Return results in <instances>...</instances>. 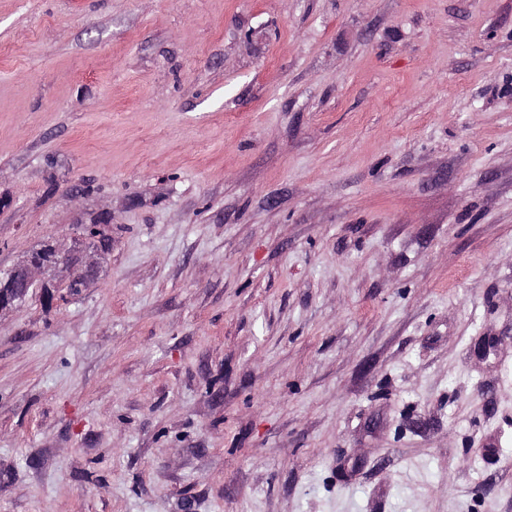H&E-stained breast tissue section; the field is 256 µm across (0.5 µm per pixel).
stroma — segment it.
<instances>
[{"label":"stroma","instance_id":"stroma-1","mask_svg":"<svg viewBox=\"0 0 512 512\" xmlns=\"http://www.w3.org/2000/svg\"><path fill=\"white\" fill-rule=\"evenodd\" d=\"M94 223L0 512H512V0H0V271Z\"/></svg>","mask_w":512,"mask_h":512}]
</instances>
